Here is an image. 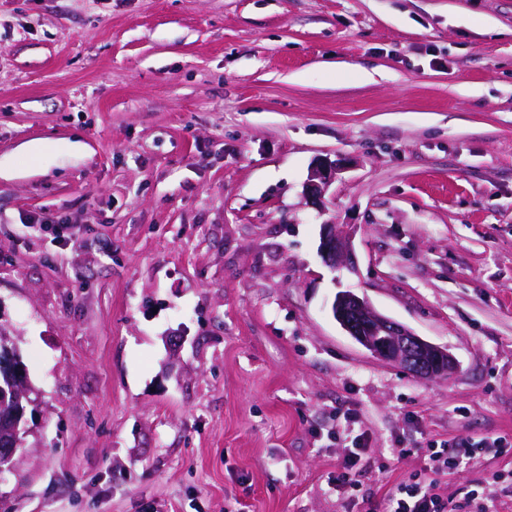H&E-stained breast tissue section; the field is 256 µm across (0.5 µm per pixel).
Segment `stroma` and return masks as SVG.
<instances>
[{
  "label": "stroma",
  "instance_id": "35a3bbf8",
  "mask_svg": "<svg viewBox=\"0 0 512 512\" xmlns=\"http://www.w3.org/2000/svg\"><path fill=\"white\" fill-rule=\"evenodd\" d=\"M341 290L456 372L372 356ZM0 323L40 397L9 512H381L484 438L441 491L512 512V0H0ZM336 163L320 162L312 170L310 179L306 184L308 196L320 200L325 188L336 176ZM319 250L324 263L333 270L354 264L351 237L337 228L336 224L322 225ZM358 423V413L350 412L343 413L336 416V440L347 441L350 439L351 446L349 453L345 459L343 466L336 471V476L333 482L336 483V488L342 490L343 494L351 501L359 498L360 483L358 475L361 469L365 466L364 452L366 450L364 443V433L352 436L354 432V425Z\"/></svg>",
  "mask_w": 512,
  "mask_h": 512
}]
</instances>
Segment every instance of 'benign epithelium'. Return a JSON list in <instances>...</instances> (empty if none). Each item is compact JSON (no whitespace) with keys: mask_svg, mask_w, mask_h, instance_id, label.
Wrapping results in <instances>:
<instances>
[{"mask_svg":"<svg viewBox=\"0 0 512 512\" xmlns=\"http://www.w3.org/2000/svg\"><path fill=\"white\" fill-rule=\"evenodd\" d=\"M336 165L320 162L312 170L306 184L308 196L321 199L325 188L336 176ZM320 256L324 263L336 269L354 264L351 237L334 224L321 229ZM334 319L359 345L381 360L405 368L422 379L448 376L456 367V360L447 348L430 343L409 328L378 313L367 298L350 291L335 295L331 305ZM6 369L10 383V401L0 402V434L13 457L21 448L20 421L26 406L38 403L31 398L26 370L13 348L0 352V368Z\"/></svg>","mask_w":512,"mask_h":512,"instance_id":"7a95c632","label":"benign epithelium"}]
</instances>
